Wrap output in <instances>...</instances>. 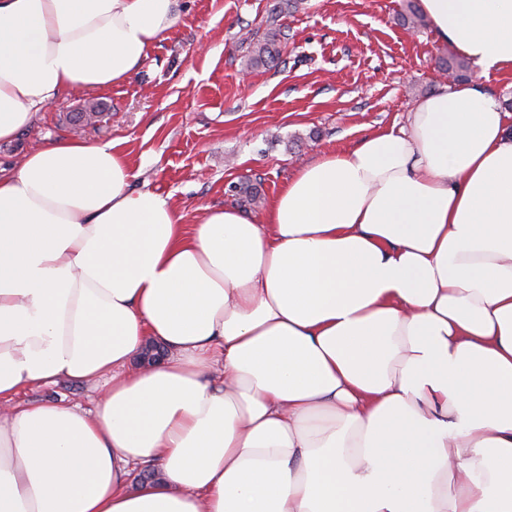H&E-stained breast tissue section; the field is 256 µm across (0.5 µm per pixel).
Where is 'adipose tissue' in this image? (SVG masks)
Wrapping results in <instances>:
<instances>
[{"label":"adipose tissue","instance_id":"adipose-tissue-1","mask_svg":"<svg viewBox=\"0 0 512 512\" xmlns=\"http://www.w3.org/2000/svg\"><path fill=\"white\" fill-rule=\"evenodd\" d=\"M421 9L512 71V0ZM177 20L0 0V143ZM132 177L73 138L0 167V512H512V113L484 83L319 156L258 221L185 225ZM151 341L168 357L133 368ZM62 378L94 409L16 399Z\"/></svg>","mask_w":512,"mask_h":512}]
</instances>
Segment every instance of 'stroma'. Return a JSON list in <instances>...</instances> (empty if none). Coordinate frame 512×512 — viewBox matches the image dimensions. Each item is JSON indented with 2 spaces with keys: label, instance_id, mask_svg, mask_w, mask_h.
<instances>
[{
  "label": "stroma",
  "instance_id": "1",
  "mask_svg": "<svg viewBox=\"0 0 512 512\" xmlns=\"http://www.w3.org/2000/svg\"><path fill=\"white\" fill-rule=\"evenodd\" d=\"M406 2L304 0L281 15L288 51L269 68L251 65L248 44L266 31L272 0H177L176 25L137 72L62 94L0 145V164L66 135L126 153L133 188L169 198L187 225L201 207L239 206L228 187L244 179L272 200L304 165L404 124L446 83L438 61L455 50L430 26L408 31ZM95 103L103 119L79 124Z\"/></svg>",
  "mask_w": 512,
  "mask_h": 512
}]
</instances>
